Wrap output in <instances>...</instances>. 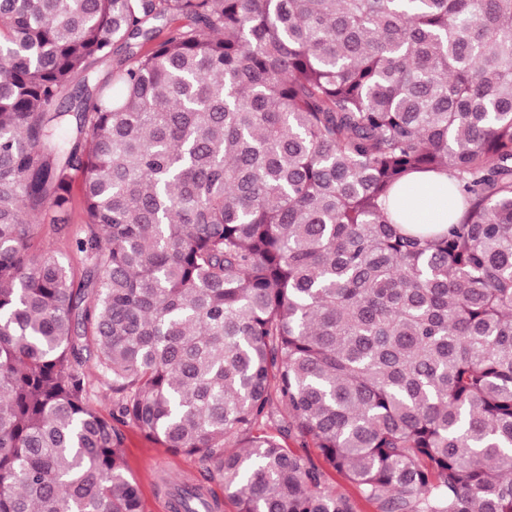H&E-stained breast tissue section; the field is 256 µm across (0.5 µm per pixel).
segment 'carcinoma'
<instances>
[{"label":"carcinoma","mask_w":512,"mask_h":512,"mask_svg":"<svg viewBox=\"0 0 512 512\" xmlns=\"http://www.w3.org/2000/svg\"><path fill=\"white\" fill-rule=\"evenodd\" d=\"M443 168L458 221L387 218ZM116 422L236 512H357L289 439L377 512H512V0H0V512H142ZM72 196L73 205L69 215V223L61 232L53 233L51 231V219L55 214L48 213L43 215L40 219L41 224L45 225V243H50V247L80 275L83 264L80 255L76 253L72 244L74 235L76 232H79L84 221L81 204V176L79 173H75L73 177Z\"/></svg>","instance_id":"obj_1"}]
</instances>
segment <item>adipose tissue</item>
Wrapping results in <instances>:
<instances>
[{
  "mask_svg": "<svg viewBox=\"0 0 512 512\" xmlns=\"http://www.w3.org/2000/svg\"><path fill=\"white\" fill-rule=\"evenodd\" d=\"M460 207L461 196L447 172H416L391 191L385 212L397 224L428 225L442 230L459 215Z\"/></svg>",
  "mask_w": 512,
  "mask_h": 512,
  "instance_id": "obj_1",
  "label": "adipose tissue"
}]
</instances>
